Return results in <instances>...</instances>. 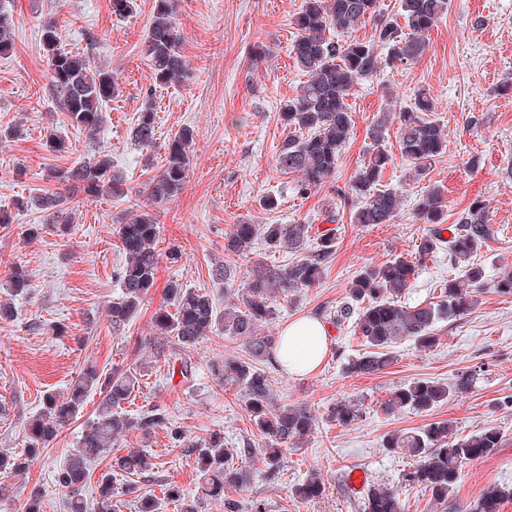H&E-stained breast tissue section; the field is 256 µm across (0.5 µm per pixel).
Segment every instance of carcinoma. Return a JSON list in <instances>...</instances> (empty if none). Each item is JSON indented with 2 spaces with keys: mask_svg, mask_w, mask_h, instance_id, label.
<instances>
[{
  "mask_svg": "<svg viewBox=\"0 0 512 512\" xmlns=\"http://www.w3.org/2000/svg\"><path fill=\"white\" fill-rule=\"evenodd\" d=\"M379 5L380 0H302L294 17L297 37L293 55L299 67L308 73V80L298 96L281 105V120L288 127V138L279 149L277 164L284 170L301 173L299 192L303 194L335 178L341 150L352 129L347 98L354 84L383 64L396 68L417 61L424 51L423 35L448 11V0H399V17L382 19ZM175 9L176 0H154L153 19L146 31V55L151 78L157 86L177 81L187 71L180 53L181 34L176 27ZM365 18L378 19L377 38L339 43L336 33L348 31ZM11 23V16L0 9V55L12 49ZM40 41L52 90L67 122L94 136L103 123V107L116 90L112 72L94 68L87 57L63 49L52 21L43 23ZM378 45L387 50L383 58L376 51ZM433 110L432 99L422 92L414 106L400 113L401 153L415 164L420 177L446 147L442 126L421 117V113ZM130 136L142 146L154 143L156 121L151 107L139 112ZM192 139V131L185 128L169 142L166 163L145 191L146 204H135L137 210L130 211L117 225L125 261L117 277L121 295L110 307L115 328L136 317L155 287L160 263L156 249L159 227L146 205L167 201L183 189L190 167ZM388 164L389 155L384 151L371 154L342 192L344 199L358 202L352 213L354 223L388 224L397 213L396 193L378 188ZM47 180L55 182L57 191L30 193L16 199L14 207L43 214L44 223L57 225L62 233L72 223L67 189L77 187L90 196L124 194L121 179L112 174V160L101 151L74 167L51 169ZM415 211L417 219L427 225V232L417 245L414 259L398 256L381 266L365 268L351 282L346 299L336 310L326 312L327 320L334 326L354 324L355 335L366 346L361 356L347 364L346 371L351 376L383 370L393 359L394 344L402 340L412 341L422 350L436 348L437 325L468 312L475 303V294L485 286L484 268L472 261L482 244L497 234V228L487 218L485 204L478 200L472 202L449 230L448 238L443 236L447 204L441 188L433 186L426 190ZM325 221L331 227L317 235L311 253L285 264L255 270L242 289L240 304L221 311L210 294L171 280L165 285L166 304L152 317L157 335H173L185 348L194 347L217 332L245 341L247 355L226 358L213 366V371L224 380V385L240 389L243 409L263 439L258 451L245 448L243 454L263 456L271 473L281 467L283 450L312 432L316 417L305 406L274 401L270 377L261 365L273 358L278 338L260 333L259 327L274 319L277 299L322 281L326 264L336 252V228L332 227L336 217L329 214ZM310 229L308 224H235L224 233V253L234 257L246 255L257 237L272 249L297 252L310 237ZM442 247L448 248L450 260L459 273L444 282L437 301L400 305L398 298L414 278L417 262ZM3 287L12 296L27 292L29 279L22 265L12 266ZM477 376L476 369L462 371L449 385L427 379L413 380L391 393L383 404L384 410L388 414L405 410L428 412L468 392ZM140 386L141 371L134 367L118 368L108 375L92 366L84 369L66 397L51 393L43 398L40 412L27 425V447L17 453L0 452V474L18 477L29 471L41 451L84 408L88 393L97 391L100 401L94 415L86 422L75 453L57 470L56 483L67 491V512H114L113 484L119 477L138 475L152 468L150 457L134 451L113 459L109 470L98 479L99 498L92 507L83 497L88 463L111 452L122 437L136 431L146 434L154 427L167 425L165 415L156 409L136 415L122 410V404L130 401ZM329 414L338 425L349 426L359 419L361 408L344 398L331 406ZM502 443L503 433L495 427L460 439L454 436L453 425L446 420L429 423L418 430L390 433L385 448L414 458V464L400 475L402 485L419 487L430 492L435 500L445 502L458 483L463 464L493 454ZM189 448L196 456L201 494L224 500L226 512H238L237 501L226 497L243 481L240 469L235 467L234 453L224 447V440L219 436L191 444ZM321 492V482L316 476L294 489V494L302 500L313 499ZM166 496L179 502L180 512H198V502L185 498L180 490L170 488ZM506 497L512 498V489L490 485L462 512H500ZM363 512H403V509L394 490L374 485L366 492Z\"/></svg>",
  "mask_w": 512,
  "mask_h": 512,
  "instance_id": "1",
  "label": "carcinoma"
}]
</instances>
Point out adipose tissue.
Wrapping results in <instances>:
<instances>
[{"instance_id": "ef3b65f1", "label": "adipose tissue", "mask_w": 512, "mask_h": 512, "mask_svg": "<svg viewBox=\"0 0 512 512\" xmlns=\"http://www.w3.org/2000/svg\"><path fill=\"white\" fill-rule=\"evenodd\" d=\"M330 329L322 320L304 314L289 321L279 334L275 358L290 376L312 374L330 348Z\"/></svg>"}]
</instances>
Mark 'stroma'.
<instances>
[{
  "label": "stroma",
  "instance_id": "1",
  "mask_svg": "<svg viewBox=\"0 0 512 512\" xmlns=\"http://www.w3.org/2000/svg\"><path fill=\"white\" fill-rule=\"evenodd\" d=\"M302 0H177L176 21L183 39L180 52L187 73L168 86L154 85L144 56L146 29L153 19L154 0H136L132 14L113 15L110 0H0L11 14L12 49L0 55V127L19 125L21 137L0 142V207L13 210L14 220L0 228V282L14 264L29 276L27 294L17 297L14 320H0V451H20L26 445V425L45 393L70 387L90 364L100 371L141 364L142 387L125 410H159L169 424L186 433L174 445L166 427L134 432L120 440L115 454L146 450L154 467L136 477V492L116 484L115 512H138L139 491L160 496L159 512H178L165 499L169 487L198 497V512H224V503L198 496L195 459L187 445L214 435L230 449L258 445L261 438L241 406L240 392L224 386L212 371L227 357H244L243 340L210 335L185 350L168 339L153 341L154 312L164 303L167 280L210 293L217 305L237 302L253 269L284 264L288 250L272 251L256 242L252 252L233 258L224 252V233L235 224H309L325 228L324 218L336 214V252L320 285L299 289L278 301L266 333L279 334L294 316L331 310L347 297L356 275L414 251L426 227L415 217V205L429 186L442 187L448 221L456 223L474 200L487 206L498 233L477 251L489 281L474 307L460 318L439 324L438 346L431 351L402 341L393 349L392 363L381 372L351 376L348 360L364 345L350 327L333 330L332 345L319 369L291 377L276 362L265 366L279 403L307 406L317 417L315 430L284 453L276 477H268L260 456L239 460L243 485L233 497L240 512H250L253 500L264 501L267 512H363V496L351 492L348 475L360 470L368 484L397 489L404 512H461L493 484L512 485V296L492 286L512 271V0H450L448 13L425 36V51L416 63L380 68L355 85L348 103L353 129L341 150L332 183L301 195L299 173L281 170L277 151L287 138L280 106L299 95L307 75L296 64L292 25ZM54 21L62 48L89 57L118 77V95L104 108L105 122L96 137L70 126L51 90L48 63L40 45L41 25ZM265 56H257L259 48ZM435 104L432 120L442 125L447 146L418 178L401 153L399 113L411 106L418 91ZM156 113V140L140 147L130 129L145 99ZM385 120L383 141L374 143L369 131ZM193 143L186 185L171 200L151 206L160 226L159 250L178 246L179 263L161 261L155 288L141 312L122 329H114L109 308L120 295L117 271L124 263L117 225L127 214L129 195L142 193L165 163L167 144L183 129ZM62 136L70 149L52 153L44 143L49 133ZM112 160V171L124 181L129 195L91 197L68 195L72 228L68 233L45 226L29 238L28 225L38 214L17 212L16 198L54 190L47 178L51 168H68L92 147ZM381 148L391 157L381 189L396 192L400 209L392 223L377 226L351 221L353 204L337 196L363 161ZM271 195L270 210L260 200ZM236 270L234 278L218 280L221 265ZM456 272L447 250L426 256L401 297L405 306L428 302L439 286ZM64 335H57V328ZM188 359L196 368L193 382L172 381L171 364ZM481 368L472 389L427 413H385L381 405L397 387L419 378L452 383L458 372ZM350 397L362 407L349 426L330 421L336 400ZM99 401L90 393L80 415L62 429L29 473L12 479L14 494L0 499V512H23L32 489H40L46 512H67V493L53 474L66 461ZM451 421L463 437L488 426L498 427L504 442L492 455L465 463L448 503L430 493L401 486L399 475L412 465L410 457L387 452V434L409 431L435 421ZM320 475L324 490L312 500L295 497L293 489L309 473Z\"/></svg>",
  "mask_w": 512,
  "mask_h": 512
}]
</instances>
